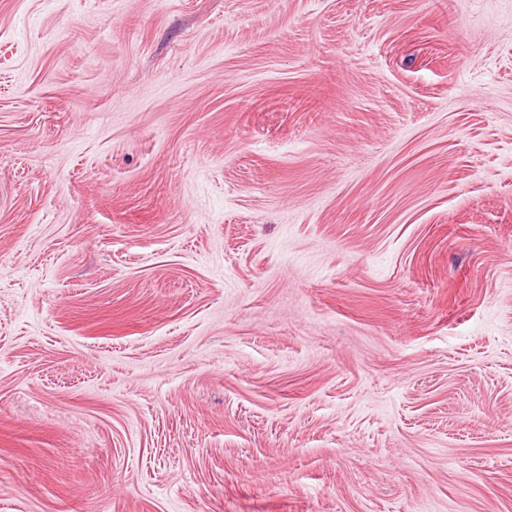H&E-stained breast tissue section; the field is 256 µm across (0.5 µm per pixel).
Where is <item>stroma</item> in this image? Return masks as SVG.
Masks as SVG:
<instances>
[{"label":"stroma","instance_id":"1","mask_svg":"<svg viewBox=\"0 0 512 512\" xmlns=\"http://www.w3.org/2000/svg\"><path fill=\"white\" fill-rule=\"evenodd\" d=\"M0 512H512V0H0Z\"/></svg>","mask_w":512,"mask_h":512}]
</instances>
